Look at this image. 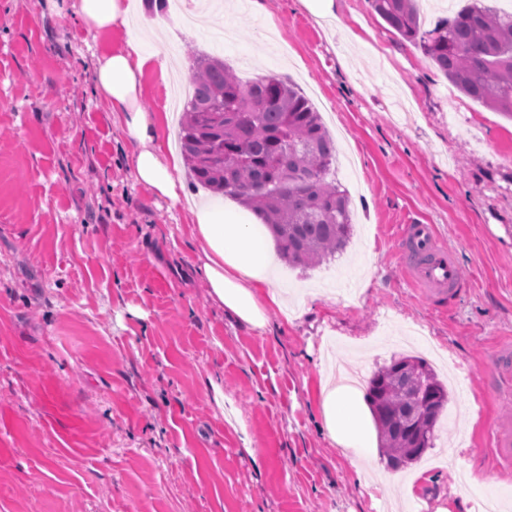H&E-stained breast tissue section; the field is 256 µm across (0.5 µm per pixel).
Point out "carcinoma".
<instances>
[{"label":"carcinoma","instance_id":"1","mask_svg":"<svg viewBox=\"0 0 512 512\" xmlns=\"http://www.w3.org/2000/svg\"><path fill=\"white\" fill-rule=\"evenodd\" d=\"M371 2L461 94L512 118V14L470 0L423 31L417 0ZM191 71L180 144L194 181L248 206L292 266L343 251L353 234L349 198L329 178L336 146L308 99L277 77L244 83L210 55L193 57ZM366 401L395 467L405 449L433 447L448 389L424 360L400 357L370 378Z\"/></svg>","mask_w":512,"mask_h":512}]
</instances>
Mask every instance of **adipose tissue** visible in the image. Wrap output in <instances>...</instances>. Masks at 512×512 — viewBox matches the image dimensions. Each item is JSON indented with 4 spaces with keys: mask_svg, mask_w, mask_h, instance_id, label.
<instances>
[{
    "mask_svg": "<svg viewBox=\"0 0 512 512\" xmlns=\"http://www.w3.org/2000/svg\"><path fill=\"white\" fill-rule=\"evenodd\" d=\"M74 7L83 30L100 33L130 17L135 3L75 0ZM152 66L161 78H168L170 63L161 50L146 51L134 39L127 40L123 47L102 51L94 61L95 94L119 120L135 180L155 196L177 204L183 195V186L176 177L181 158L164 145L158 122L140 105L143 76ZM188 208L201 248L198 272L211 296L253 328H265L267 304L282 301L281 295L272 290L275 255L271 235L242 209L201 201L189 203ZM262 288L269 291L264 303L258 298ZM321 410L329 438L349 456L359 477L369 478L371 451L360 391L326 376Z\"/></svg>",
    "mask_w": 512,
    "mask_h": 512,
    "instance_id": "1",
    "label": "adipose tissue"
}]
</instances>
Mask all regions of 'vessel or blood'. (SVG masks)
I'll list each match as a JSON object with an SVG mask.
<instances>
[{"label": "vessel or blood", "instance_id": "1", "mask_svg": "<svg viewBox=\"0 0 512 512\" xmlns=\"http://www.w3.org/2000/svg\"><path fill=\"white\" fill-rule=\"evenodd\" d=\"M402 248L407 278L413 286L428 295L447 293L457 286L454 258L440 244L432 225H406Z\"/></svg>", "mask_w": 512, "mask_h": 512}]
</instances>
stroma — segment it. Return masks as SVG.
Returning <instances> with one entry per match:
<instances>
[{
    "instance_id": "35a3bbf8",
    "label": "stroma",
    "mask_w": 512,
    "mask_h": 512,
    "mask_svg": "<svg viewBox=\"0 0 512 512\" xmlns=\"http://www.w3.org/2000/svg\"><path fill=\"white\" fill-rule=\"evenodd\" d=\"M71 0H0V512H512V118L467 98L369 0H211L227 36L142 0L134 27L87 35ZM169 26L176 85L221 53L244 82L287 77L336 143L354 213L345 253L277 262L257 330L212 301L184 207L136 185L94 93L93 55ZM157 69L142 108L163 142L182 119ZM434 225L461 279L428 297L402 273L400 228ZM437 365L448 408L411 490L364 488L328 437L321 370L368 381L401 356ZM223 402H216V395Z\"/></svg>"
}]
</instances>
